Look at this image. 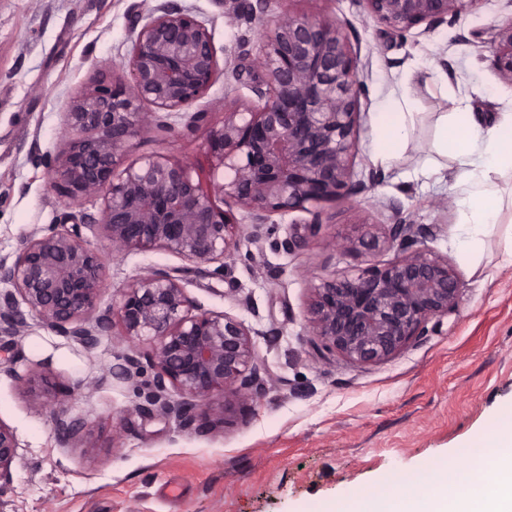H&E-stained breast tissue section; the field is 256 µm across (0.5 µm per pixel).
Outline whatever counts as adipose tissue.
<instances>
[{"label":"adipose tissue","mask_w":512,"mask_h":512,"mask_svg":"<svg viewBox=\"0 0 512 512\" xmlns=\"http://www.w3.org/2000/svg\"><path fill=\"white\" fill-rule=\"evenodd\" d=\"M417 118L408 96H390L380 103L372 120L376 163L388 164L412 149ZM433 146L437 157L429 164V171L439 169L441 158L447 156L463 168L456 198L457 244L466 254L478 253V228L496 224L503 206L491 175L512 173V113L486 126L476 124L462 109L440 113ZM465 453L468 470L464 475L449 472L447 464H437L417 496L405 497L390 485L379 484L329 505H313L312 512H469L492 465L502 473L503 480L482 512H505L512 505V408L492 417L484 434L470 442Z\"/></svg>","instance_id":"obj_1"}]
</instances>
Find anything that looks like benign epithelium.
I'll return each instance as SVG.
<instances>
[{
    "label": "benign epithelium",
    "mask_w": 512,
    "mask_h": 512,
    "mask_svg": "<svg viewBox=\"0 0 512 512\" xmlns=\"http://www.w3.org/2000/svg\"><path fill=\"white\" fill-rule=\"evenodd\" d=\"M393 34L403 36L422 25L436 30L475 10L481 0H356ZM270 0H234L224 12L229 25L246 20L270 29L252 78L254 98L238 102L224 96L222 125L211 130L208 170L190 161L147 158L117 171L132 138L153 125L164 126L151 106L179 112L201 98L219 75L238 81L243 58L219 68L211 33L188 9L172 3L135 6L128 82L84 93L66 113L70 138L52 175L53 187L78 201L103 196L101 228L118 256L130 250L164 248L192 264L233 257L232 210L215 198L248 211L253 237L271 216L310 212L323 203L366 188L355 179L354 158L361 113L357 54L335 19L308 17L284 10L268 18ZM494 67L512 84V19L497 25L489 41ZM93 229L85 214L69 213L45 231L23 240L13 261L0 258V339L10 356L0 371L27 389L35 411L52 383L20 375L15 339L27 320L20 304L45 328L88 351L112 335L147 340L151 353L140 360L131 348L108 368L127 382L148 368L153 377L143 401L132 405L174 418L185 428L224 420L231 395L262 396L271 379L257 366L252 331L222 313H191L193 304L181 279L146 268L122 294L117 312L99 309L106 276L101 255L82 229ZM437 225L390 224L384 233L364 225L359 247L369 266L339 277L323 278L313 288L308 308L312 335L328 352L362 366L381 362L423 335L427 323L455 310L461 288L448 258L425 247ZM397 251L389 260L379 258ZM118 320H113V316ZM85 423L55 419L60 447L67 448ZM17 458L13 429L0 420V490L12 480Z\"/></svg>",
    "instance_id": "obj_1"
}]
</instances>
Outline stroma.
I'll use <instances>...</instances> for the list:
<instances>
[{"label": "stroma", "instance_id": "35a3bbf8", "mask_svg": "<svg viewBox=\"0 0 512 512\" xmlns=\"http://www.w3.org/2000/svg\"><path fill=\"white\" fill-rule=\"evenodd\" d=\"M139 0H0V257L15 256L23 237L63 221L70 213L98 218L104 200L77 202L51 184V170L68 138L65 114L81 93L125 81L131 48L130 16ZM194 11L213 37L217 57L237 58L241 46L258 54L261 28L227 25L216 0H173ZM317 17L330 12L359 57L370 104L399 79L420 114L409 151L389 167H376L371 117L360 121L355 170L377 168L379 180L318 214L272 216L259 241L249 237L251 216L235 209L236 253L223 275L215 263L188 271L187 296L199 309L225 313L256 330L259 363L272 380L256 400L233 399L225 422L194 431L172 419L132 411L134 389L152 378L119 382L105 371L128 348L148 354V342L103 339L93 351L29 319L21 339L18 373L41 374L59 388L97 382L89 396L59 408L47 397L42 412L28 405L23 387L0 374V420L16 433L12 482L0 493V512H305L348 493L393 480L401 494H415L410 477L428 474L447 460L463 470L460 447L479 435L490 417L512 404V265L504 261L512 237V207L501 222L480 231L479 256L456 244L457 210L438 203L455 197L456 161L441 174H420L434 157V123L453 111L452 99L478 84L484 96L469 100L482 124L512 113V84L502 81L487 41L512 14V0H483L473 12L433 32L413 28L391 37L355 0H272L271 11ZM247 99V82L216 83L192 109L168 116L171 130L155 128L133 138L119 165L149 157L204 160L222 111L212 104L225 91ZM207 113L191 124L192 112ZM400 220L434 224L428 247L447 257L463 282L457 308L431 320L423 335L391 357L359 366L339 354H322L307 322L314 285L366 267L352 242L361 224ZM107 265L100 309L118 305L144 268H186L162 248L115 256L101 229L86 231ZM302 243L285 251L289 238ZM263 252V264L250 256ZM87 421L72 447H59L58 411Z\"/></svg>", "mask_w": 512, "mask_h": 512}]
</instances>
